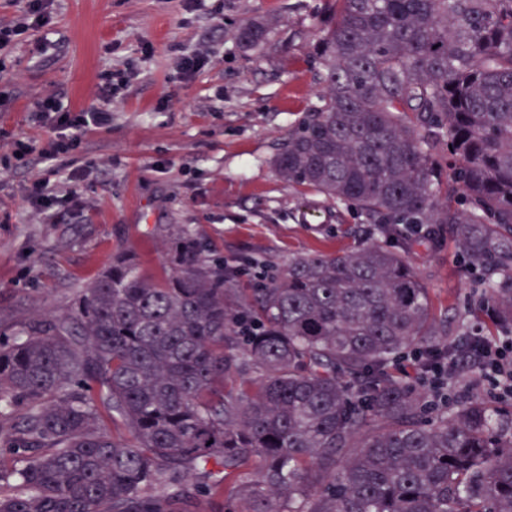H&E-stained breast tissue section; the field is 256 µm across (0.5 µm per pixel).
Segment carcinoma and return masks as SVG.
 <instances>
[{
	"instance_id": "carcinoma-1",
	"label": "carcinoma",
	"mask_w": 512,
	"mask_h": 512,
	"mask_svg": "<svg viewBox=\"0 0 512 512\" xmlns=\"http://www.w3.org/2000/svg\"><path fill=\"white\" fill-rule=\"evenodd\" d=\"M317 27L323 92L273 165L379 240L242 288L179 227L165 278L116 255L66 314L0 336V407L27 406L0 512H512V418L474 391L426 423L389 371L446 350L408 261L437 230L410 224L448 226L484 335L512 328V0H327Z\"/></svg>"
}]
</instances>
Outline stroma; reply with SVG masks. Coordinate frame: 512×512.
<instances>
[{
	"mask_svg": "<svg viewBox=\"0 0 512 512\" xmlns=\"http://www.w3.org/2000/svg\"><path fill=\"white\" fill-rule=\"evenodd\" d=\"M326 0H53L48 26L0 55V162L16 139L44 143L34 103L61 95L77 109L112 113L105 129L48 162L0 165V334L68 310L113 255L139 271L168 269L164 229L188 227L239 269L250 288L289 257L368 241L363 218L291 186L276 173L280 143L316 103L315 16ZM265 20L270 43L244 49L235 33ZM192 55L200 65L184 71ZM136 69L105 98L99 75ZM71 201L49 213L27 199L32 178ZM447 233L414 246L408 260L429 290L444 341L481 327L470 303L474 273Z\"/></svg>",
	"mask_w": 512,
	"mask_h": 512,
	"instance_id": "1",
	"label": "stroma"
}]
</instances>
